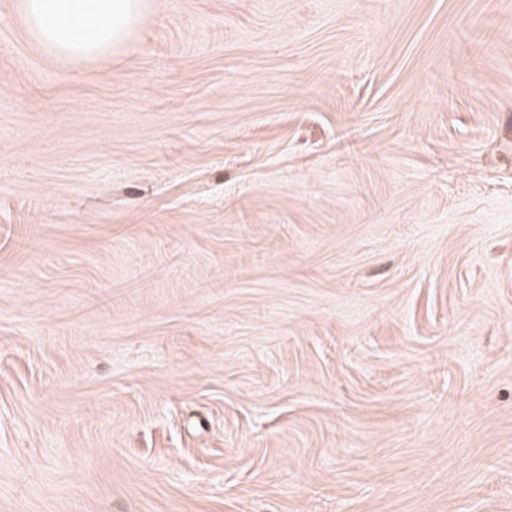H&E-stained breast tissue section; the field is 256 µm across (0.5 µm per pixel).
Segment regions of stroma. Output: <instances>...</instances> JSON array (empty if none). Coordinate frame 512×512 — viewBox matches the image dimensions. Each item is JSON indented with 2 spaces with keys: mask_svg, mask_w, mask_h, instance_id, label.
Wrapping results in <instances>:
<instances>
[{
  "mask_svg": "<svg viewBox=\"0 0 512 512\" xmlns=\"http://www.w3.org/2000/svg\"><path fill=\"white\" fill-rule=\"evenodd\" d=\"M17 2L0 512H512V0ZM25 34L48 57L73 66L116 55L138 35L153 0H20ZM83 30L84 35H77Z\"/></svg>",
  "mask_w": 512,
  "mask_h": 512,
  "instance_id": "stroma-1",
  "label": "stroma"
}]
</instances>
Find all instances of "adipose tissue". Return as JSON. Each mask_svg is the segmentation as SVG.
Wrapping results in <instances>:
<instances>
[{
	"label": "adipose tissue",
	"mask_w": 512,
	"mask_h": 512,
	"mask_svg": "<svg viewBox=\"0 0 512 512\" xmlns=\"http://www.w3.org/2000/svg\"><path fill=\"white\" fill-rule=\"evenodd\" d=\"M18 9L31 42L48 57L78 66L124 49L154 0H19Z\"/></svg>",
	"instance_id": "adipose-tissue-1"
}]
</instances>
